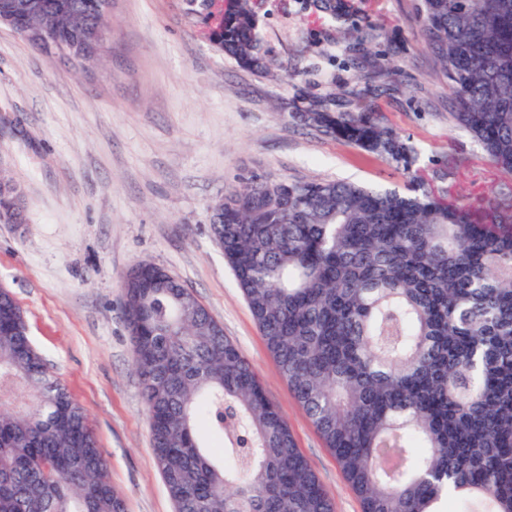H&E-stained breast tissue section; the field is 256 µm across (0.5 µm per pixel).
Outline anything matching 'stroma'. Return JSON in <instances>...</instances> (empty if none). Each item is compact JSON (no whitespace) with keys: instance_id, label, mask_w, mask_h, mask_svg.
<instances>
[{"instance_id":"stroma-1","label":"stroma","mask_w":512,"mask_h":512,"mask_svg":"<svg viewBox=\"0 0 512 512\" xmlns=\"http://www.w3.org/2000/svg\"><path fill=\"white\" fill-rule=\"evenodd\" d=\"M347 23L262 0L273 75L240 68L203 35L186 0H112L111 53L94 73L0 26V175L24 221L0 223V285L89 414L126 512H175L153 457L122 277L146 260L197 296L282 411L334 512L361 503L281 377L213 239L216 200L253 175L404 188L395 164L303 126L298 112L344 88L408 138L432 188L476 213L512 208V177L449 119L453 101L417 0H348Z\"/></svg>"}]
</instances>
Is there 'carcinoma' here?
Returning <instances> with one entry per match:
<instances>
[{"instance_id":"obj_1","label":"carcinoma","mask_w":512,"mask_h":512,"mask_svg":"<svg viewBox=\"0 0 512 512\" xmlns=\"http://www.w3.org/2000/svg\"><path fill=\"white\" fill-rule=\"evenodd\" d=\"M90 68L107 16L36 0ZM343 20L345 0H305ZM257 0H224L209 41L270 72ZM448 80L452 122L512 177V0H418ZM305 124L396 164L408 192L253 175L211 207V230L290 391L362 512H512V214L481 218L426 187L414 148L369 112L311 101ZM132 362L156 465L176 512H332L262 382L181 282L139 261L124 276ZM0 512H125L84 408L31 342L0 288Z\"/></svg>"}]
</instances>
